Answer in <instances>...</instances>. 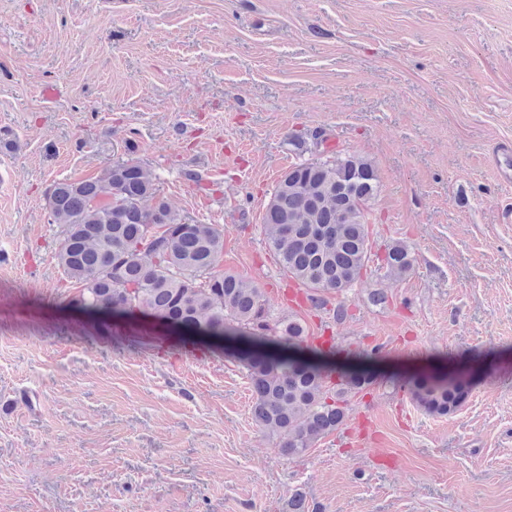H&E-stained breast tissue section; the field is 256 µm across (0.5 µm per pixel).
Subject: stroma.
<instances>
[{"label":"stroma","instance_id":"35a3bbf8","mask_svg":"<svg viewBox=\"0 0 512 512\" xmlns=\"http://www.w3.org/2000/svg\"><path fill=\"white\" fill-rule=\"evenodd\" d=\"M507 144L512 0H0V512H288L296 489L310 512H512ZM336 155L380 185L339 321L279 302L263 223L284 172ZM131 157L223 226L216 270L333 336L337 370L374 358L306 455L255 425L223 342L72 305L45 192ZM440 360L472 382L446 416L402 387ZM383 261L388 272L401 274L412 266L413 256L406 245L396 243L387 249Z\"/></svg>","mask_w":512,"mask_h":512}]
</instances>
